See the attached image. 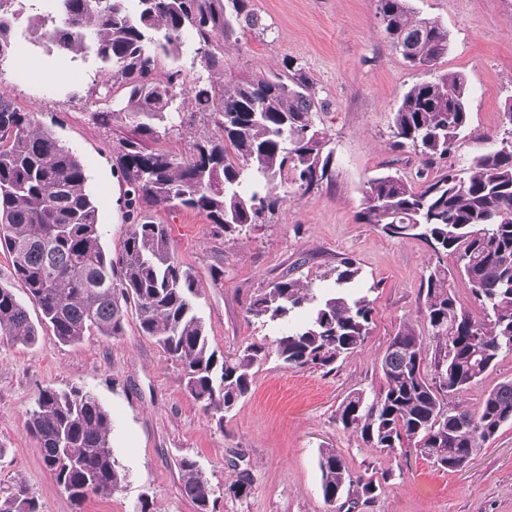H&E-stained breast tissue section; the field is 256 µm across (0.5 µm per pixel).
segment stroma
I'll use <instances>...</instances> for the list:
<instances>
[{
	"instance_id": "obj_1",
	"label": "stroma",
	"mask_w": 512,
	"mask_h": 512,
	"mask_svg": "<svg viewBox=\"0 0 512 512\" xmlns=\"http://www.w3.org/2000/svg\"><path fill=\"white\" fill-rule=\"evenodd\" d=\"M260 24L241 28L224 46V75L285 74V62L304 69L319 102L314 117L331 139L333 176L310 189L277 185L280 205L262 223L230 240L215 234L199 213L161 207L151 213L166 225L175 255L199 282L197 301L213 348L230 355L252 342L272 343L276 327L248 321L245 304L260 287L296 269L314 287L343 257L362 268L361 288L373 302L364 345L333 371L292 370L276 356L258 368L250 395L224 420L206 415L187 392L178 365L128 315L123 336H88L65 345L43 331L32 346L0 338V490L25 485L43 512H134L149 495L153 512H196L181 493L178 463L197 460L216 490L235 478L233 461L253 475L250 497L219 498L216 512H345L326 504L317 458L334 448L349 469L381 479L378 495L355 512H512V424L459 471H447L416 453L398 460L368 447L336 421L341 401L357 389L374 395L379 364L402 325L426 335L421 281L432 250L401 241L363 223L362 191L369 178L390 171L417 182L423 168L411 149L392 143V114L402 93L421 80L391 46L380 25L377 0H251ZM413 11L448 31L440 71L462 73L470 89V122L451 155L455 168L485 153L512 103V0H409ZM0 97L36 113L80 157L95 199L102 245L115 253L129 223L116 168L120 140L131 125L101 127L94 113L119 109L121 92L104 97L94 58L73 61L52 53L0 61ZM83 387L112 419L114 458L129 472L125 488L90 497L76 508L43 462L25 422L40 389Z\"/></svg>"
}]
</instances>
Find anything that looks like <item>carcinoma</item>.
Listing matches in <instances>:
<instances>
[{"label": "carcinoma", "mask_w": 512, "mask_h": 512, "mask_svg": "<svg viewBox=\"0 0 512 512\" xmlns=\"http://www.w3.org/2000/svg\"><path fill=\"white\" fill-rule=\"evenodd\" d=\"M19 0H0V61L12 54L13 14ZM49 12L28 17L33 45L72 59L94 56L105 71L106 91H123L122 107L97 112L108 125L117 115L138 138L120 144L118 170L126 185L124 208L133 224L113 255L101 243L98 210L79 156L42 127L33 112L0 98V249L13 275L40 311L38 323L13 289L0 286V335L34 345L38 328L63 344L87 336L118 337L128 310L140 333L152 338L182 371L184 385L204 411L224 417L251 392L255 368L273 354L286 369H325L362 347L373 307L349 284L361 275L350 258L325 273L334 288L320 294L312 283L283 275L257 289L249 319L279 326L272 346L253 342L230 356L212 348L196 298L192 269L175 259L165 225L148 210L179 206L205 215L216 231L234 235L258 223L277 200L266 187L291 180L306 189L331 180L330 138L313 139L314 86L300 68L287 77L224 80V42L259 18L250 0H52ZM383 32L403 59L428 78L405 91L393 112L395 145L409 147L427 164L448 158L469 124L467 81L440 73L448 31L416 15L408 0H377ZM192 52L208 72L188 87L178 61ZM170 66L156 78L163 62ZM224 91L221 100L214 98ZM212 118L215 133L194 140L188 152L147 150L161 131L183 116L177 97ZM504 136L463 170H443L414 186L391 172L367 181L361 219L386 236L416 239L456 259L424 275V319L435 343L406 324L381 359V385L373 398L353 390L336 422L371 448L416 453L441 469L464 468L499 430L512 423V379L485 392L474 409L449 405L512 352V123L501 115ZM465 279L483 318L465 307L452 286ZM43 461L79 506L92 495L121 491L129 474L112 455V420L89 391L44 388L25 422ZM182 494L196 512H215V489L197 461L179 462ZM325 502L344 497L365 502L380 485L352 474L334 448L318 455ZM251 471L243 467L229 487L248 497ZM0 512H42L20 486L0 495Z\"/></svg>", "instance_id": "obj_1"}]
</instances>
